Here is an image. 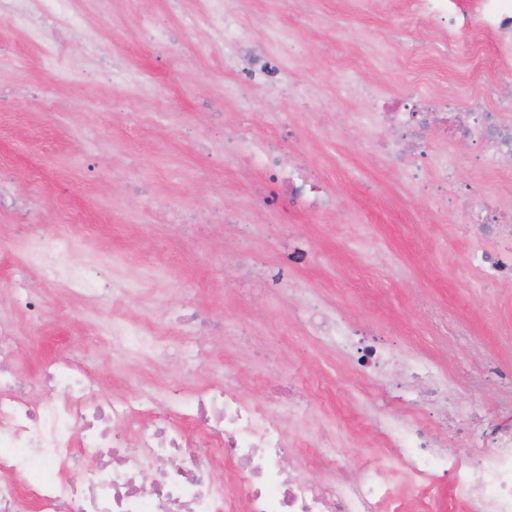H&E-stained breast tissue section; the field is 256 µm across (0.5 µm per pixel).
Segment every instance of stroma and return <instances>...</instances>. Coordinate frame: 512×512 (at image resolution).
<instances>
[{
	"label": "stroma",
	"mask_w": 512,
	"mask_h": 512,
	"mask_svg": "<svg viewBox=\"0 0 512 512\" xmlns=\"http://www.w3.org/2000/svg\"><path fill=\"white\" fill-rule=\"evenodd\" d=\"M76 6L89 26L58 31L64 67L84 59L87 39L102 50L70 80L48 75L39 49L0 20V180L23 186L37 172L42 208L76 213L71 231H94L121 258L141 295L124 309L128 325L190 306L222 321L224 333L199 338L163 325L148 343L120 346L110 318L50 288L42 336L19 334L15 349L31 397L41 399L39 371L60 356L90 370L104 395L128 392L131 372L156 391L171 380L196 391L229 368L252 403L286 378L310 399L305 414L292 401L277 408L306 477L323 478L311 445L332 433L353 461L351 479H362L378 463L381 414L416 420L469 464L481 444L473 413L512 404V282L471 270L468 218L454 199H497L512 188V170L437 137L416 166L395 160L375 148L382 133L350 88L386 100L450 84L485 95L500 79L492 37L458 20L414 23L404 0H233L240 31L278 59L273 90L251 66L225 64L224 41L203 20L207 0ZM150 24L172 41L150 43ZM113 59L125 83L105 75ZM238 131L274 145L283 162L304 163L327 189L322 212L288 196L280 169L225 152ZM192 209L239 221L190 224ZM318 308L341 316L346 333L320 335ZM364 328L401 363L427 359L448 373L447 412L422 402L423 380L388 390L357 377L351 336Z\"/></svg>",
	"instance_id": "35a3bbf8"
}]
</instances>
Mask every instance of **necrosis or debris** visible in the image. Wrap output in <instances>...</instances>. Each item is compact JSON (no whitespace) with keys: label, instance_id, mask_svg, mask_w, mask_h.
Segmentation results:
<instances>
[{"label":"necrosis or debris","instance_id":"necrosis-or-debris-1","mask_svg":"<svg viewBox=\"0 0 512 512\" xmlns=\"http://www.w3.org/2000/svg\"><path fill=\"white\" fill-rule=\"evenodd\" d=\"M41 48L45 71L58 69L55 29L79 30L85 19L73 0H0V15ZM471 24L492 33L500 69L512 68V0H479ZM412 107L372 102L373 124L390 129L382 151L406 163L425 152L421 133L429 122L449 138L476 145L484 157L512 169V91L498 94L493 109H460L455 92L435 97L420 91ZM34 243L18 247L7 283L15 304L33 325L45 314L42 290L65 288L83 305L120 309L129 285H97L100 255L88 236L58 223H42ZM477 236L496 240L471 259L485 277L512 280V204L485 209ZM16 333L0 314V512H512V424H486L487 449L477 465L462 467L429 446L414 425L384 416L380 458L397 468L374 467L361 480L348 476L349 459L326 437L315 455L331 473L325 481L287 477V440L271 411L242 398L231 381L192 393L180 385L163 394L147 390L122 398L100 397L88 374L54 359L40 370L45 394L32 399L13 363ZM206 433L197 441L187 426ZM224 463L216 480L208 463ZM152 473L142 489L143 473Z\"/></svg>","mask_w":512,"mask_h":512}]
</instances>
